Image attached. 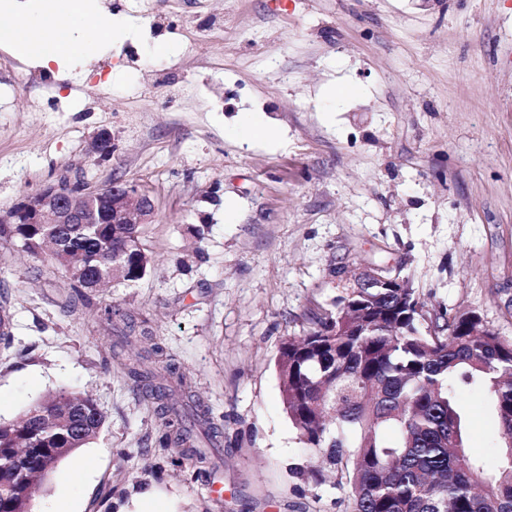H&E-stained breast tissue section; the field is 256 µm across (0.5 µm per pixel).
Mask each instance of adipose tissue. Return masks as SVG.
Instances as JSON below:
<instances>
[{
	"label": "adipose tissue",
	"instance_id": "ef3b65f1",
	"mask_svg": "<svg viewBox=\"0 0 512 512\" xmlns=\"http://www.w3.org/2000/svg\"><path fill=\"white\" fill-rule=\"evenodd\" d=\"M123 35L80 0L64 13L57 12L53 0H35L20 23L0 24V41L19 55L36 57L45 67L65 66L73 56L95 55L103 44Z\"/></svg>",
	"mask_w": 512,
	"mask_h": 512
}]
</instances>
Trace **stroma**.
I'll return each instance as SVG.
<instances>
[{
	"instance_id": "stroma-1",
	"label": "stroma",
	"mask_w": 512,
	"mask_h": 512,
	"mask_svg": "<svg viewBox=\"0 0 512 512\" xmlns=\"http://www.w3.org/2000/svg\"><path fill=\"white\" fill-rule=\"evenodd\" d=\"M91 2L136 34L61 69L0 46V211L62 176L141 185L154 266L80 298L0 239V422L62 388L105 417L89 472L63 460L32 512H135L145 492L162 512H349L310 473L278 350L364 266L512 339V0ZM147 349L224 428L218 447L197 434L203 467L158 445L159 402L128 374ZM467 402L496 461V422Z\"/></svg>"
}]
</instances>
